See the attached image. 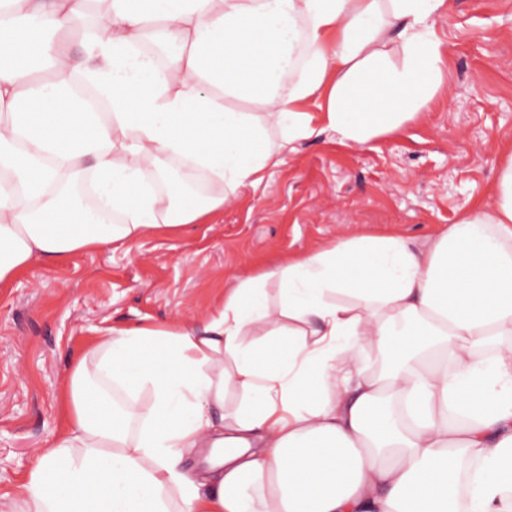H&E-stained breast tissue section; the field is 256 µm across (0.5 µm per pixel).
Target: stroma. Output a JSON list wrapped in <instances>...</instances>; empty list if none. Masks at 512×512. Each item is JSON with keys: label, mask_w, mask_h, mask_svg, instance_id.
Returning a JSON list of instances; mask_svg holds the SVG:
<instances>
[{"label": "stroma", "mask_w": 512, "mask_h": 512, "mask_svg": "<svg viewBox=\"0 0 512 512\" xmlns=\"http://www.w3.org/2000/svg\"><path fill=\"white\" fill-rule=\"evenodd\" d=\"M444 91L359 146L302 140L204 224L78 253L0 285V512L59 430L71 355L112 325L201 322L240 279L365 234L414 243L488 204L512 147V0H451L437 22Z\"/></svg>", "instance_id": "stroma-1"}]
</instances>
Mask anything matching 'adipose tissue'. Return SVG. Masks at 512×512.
Here are the masks:
<instances>
[{"instance_id":"1","label":"adipose tissue","mask_w":512,"mask_h":512,"mask_svg":"<svg viewBox=\"0 0 512 512\" xmlns=\"http://www.w3.org/2000/svg\"><path fill=\"white\" fill-rule=\"evenodd\" d=\"M449 8L0 0V284L204 223L297 141L413 121ZM60 411L10 512H512V153L493 203L421 247L354 237L239 281L205 323L100 328Z\"/></svg>"}]
</instances>
